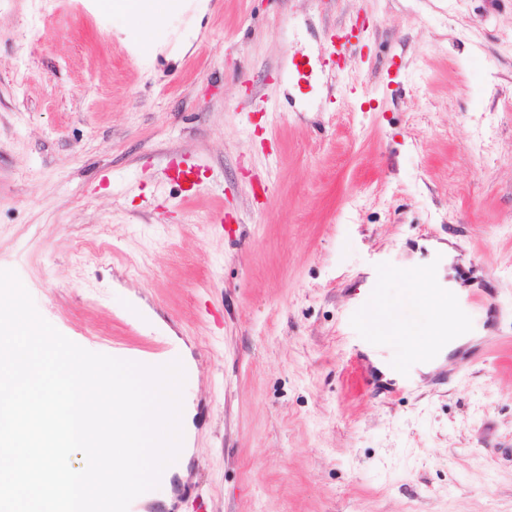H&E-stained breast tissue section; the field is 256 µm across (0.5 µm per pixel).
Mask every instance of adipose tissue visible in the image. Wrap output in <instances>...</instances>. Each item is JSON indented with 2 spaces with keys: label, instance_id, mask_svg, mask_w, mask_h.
I'll return each instance as SVG.
<instances>
[{
  "label": "adipose tissue",
  "instance_id": "1",
  "mask_svg": "<svg viewBox=\"0 0 512 512\" xmlns=\"http://www.w3.org/2000/svg\"><path fill=\"white\" fill-rule=\"evenodd\" d=\"M405 289L401 296L376 295L380 311L372 322L373 330L382 334L385 344L394 346L404 357L403 363L387 365L396 375L404 362L427 368L447 352L464 344L470 330L461 321L447 322L446 311L429 289L431 280H419L417 272L403 274Z\"/></svg>",
  "mask_w": 512,
  "mask_h": 512
}]
</instances>
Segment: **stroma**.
<instances>
[{"label": "stroma", "instance_id": "35a3bbf8", "mask_svg": "<svg viewBox=\"0 0 512 512\" xmlns=\"http://www.w3.org/2000/svg\"><path fill=\"white\" fill-rule=\"evenodd\" d=\"M0 269L89 351L182 356L193 455L141 512H512V0H0ZM410 269L475 338L356 392Z\"/></svg>", "mask_w": 512, "mask_h": 512}]
</instances>
